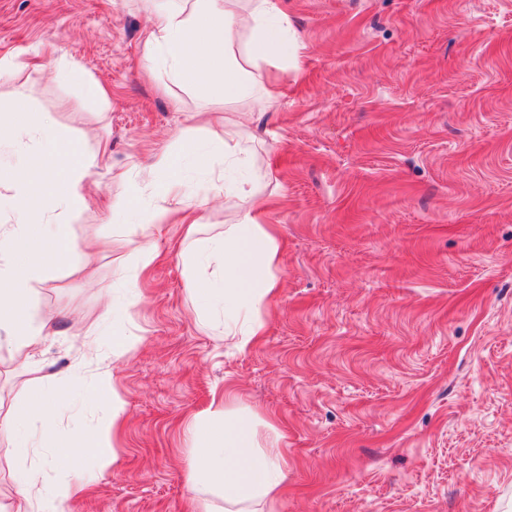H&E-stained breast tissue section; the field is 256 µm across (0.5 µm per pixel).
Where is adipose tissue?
I'll return each mask as SVG.
<instances>
[{"mask_svg": "<svg viewBox=\"0 0 512 512\" xmlns=\"http://www.w3.org/2000/svg\"><path fill=\"white\" fill-rule=\"evenodd\" d=\"M152 27L146 38V60L163 55L173 81L189 86H219L225 99L237 100L257 93L265 109L276 104L264 83L249 77L257 61L279 53L291 56L294 44L288 38V18L280 0H151ZM243 51H234L237 39ZM23 104H16L19 119L8 129L11 139L22 140L37 133L56 146V160L45 163L39 155H23L9 170L5 203L16 213V222L0 232V343L25 347L38 343L43 327L34 325L28 295L40 282L50 258L69 263L74 246L63 234L45 235L34 230L30 217L50 224L64 223L73 212L87 208V186L106 162L108 144L91 152H75L49 123L33 126L21 121ZM186 153L210 160L212 169L233 171L225 192L229 203L239 208V223L223 234L201 239L200 224L190 220L187 238L193 249L188 265L195 275L193 290L204 300L197 317L201 322L222 319L224 338L239 351L246 350L266 332V309L278 295L281 247L270 225L261 221L266 202L256 186L260 172L252 170L242 137L229 129H208L197 138L195 128L184 130ZM178 161L164 153L136 171L145 188L158 199L153 209L136 213L140 241L134 249L135 266L143 270L155 259L154 234L172 214L188 212L186 187L177 170ZM25 249L29 263L17 264L12 255ZM108 372H100L97 390L111 395V418L104 427L76 433L53 447L48 465L61 467L65 477L38 494L37 470L24 472L13 492L10 512H64V506L84 486L75 471L80 456L97 458L100 472H109L117 462L111 441L117 438L125 413L120 394L112 393ZM192 444L191 463L184 474L188 512H212L208 494L221 493L224 512H263L288 479V463L280 450L281 436L275 428L261 429L257 416L240 408L232 394H225L220 409L194 416L185 426Z\"/></svg>", "mask_w": 512, "mask_h": 512, "instance_id": "1", "label": "adipose tissue"}]
</instances>
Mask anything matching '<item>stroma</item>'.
Here are the masks:
<instances>
[{
	"label": "stroma",
	"mask_w": 512,
	"mask_h": 512,
	"mask_svg": "<svg viewBox=\"0 0 512 512\" xmlns=\"http://www.w3.org/2000/svg\"><path fill=\"white\" fill-rule=\"evenodd\" d=\"M298 37L276 111L146 65L144 0H0V109L25 100L78 148L109 140L74 212L73 243L105 240L89 268L51 269L33 289L48 341L0 347V419L58 395L54 435L0 440V504L14 478L71 431L109 419L93 391L110 371L125 402L114 470L66 512H186L185 417L237 392L282 434L288 481L265 512H512V0H281ZM75 69L74 78L60 75ZM105 86L102 102L89 83ZM263 112L245 146L281 239L280 293L265 335L238 352L195 316L180 225L158 257L119 269L146 209L134 163L179 154L195 112ZM135 288H128V281ZM138 337L120 353L114 336Z\"/></svg>",
	"instance_id": "obj_1"
}]
</instances>
